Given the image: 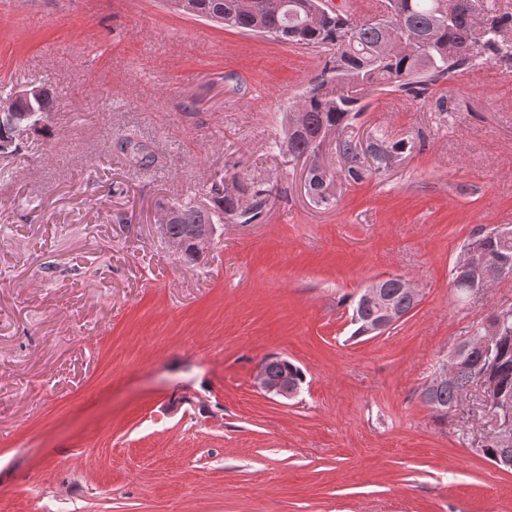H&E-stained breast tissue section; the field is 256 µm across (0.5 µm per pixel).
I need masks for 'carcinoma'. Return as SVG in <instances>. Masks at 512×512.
Here are the masks:
<instances>
[{
  "mask_svg": "<svg viewBox=\"0 0 512 512\" xmlns=\"http://www.w3.org/2000/svg\"><path fill=\"white\" fill-rule=\"evenodd\" d=\"M321 0H186L189 15L216 21L250 34H265L274 39L315 49L326 54L328 62L322 76L304 93L290 112L298 114L297 124L285 131L280 149L292 159L310 158L317 147L318 133L328 127L341 128L360 116L362 102L372 91L398 92L417 99L431 86L450 76L484 63L512 68V12L503 11L482 0L470 3L483 23L475 29L467 15L451 9L455 0H383L385 18L381 21L357 17L341 7L318 9ZM476 47L475 54H458L463 45ZM337 82L339 90L330 95L322 92L325 81ZM53 91L22 105L26 112H50ZM115 153L128 163L148 167L155 154L138 134L129 132L113 143ZM414 148L405 139H392L379 131L370 145L374 165L366 166L359 158L357 144L344 141L339 152L347 163L348 177L361 182L373 173L388 168L390 162ZM333 176L327 181L312 182L308 192L318 206L330 207L335 201ZM274 185L239 173L229 175L223 190L213 192L208 208L202 209L195 199L168 201L165 209L176 212L170 225L172 235L185 243L180 258L192 264L204 247L198 242L203 224H222L230 220L253 224L263 219L273 196ZM479 251L485 263L497 266L509 262L512 270V236L502 238L495 230L480 231L467 243ZM398 278L388 277L383 287L394 305L402 311L411 309L413 299L397 287ZM373 309H360L354 303L351 321L356 325L354 338L365 336V324ZM498 325L491 350L484 356L463 359L452 382L435 389L423 385L421 400L440 420L458 403L460 393L483 381L492 387L491 401L485 403L488 416L492 404L512 402V314L496 311L478 324L475 334L486 335L487 327ZM270 379L284 375L304 382V373L293 362L279 356L264 359ZM497 435L487 438L480 448L483 456L501 466V447Z\"/></svg>",
  "mask_w": 512,
  "mask_h": 512,
  "instance_id": "carcinoma-1",
  "label": "carcinoma"
}]
</instances>
